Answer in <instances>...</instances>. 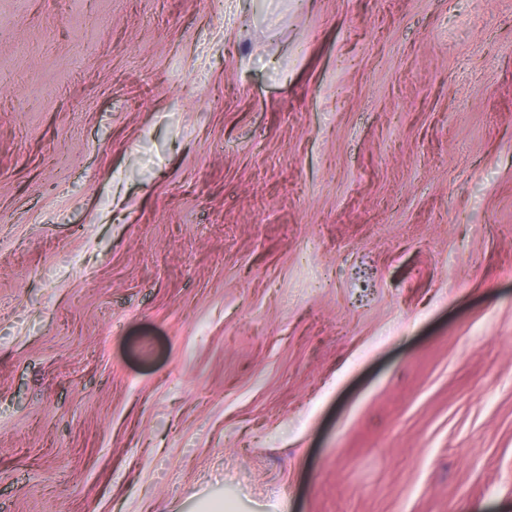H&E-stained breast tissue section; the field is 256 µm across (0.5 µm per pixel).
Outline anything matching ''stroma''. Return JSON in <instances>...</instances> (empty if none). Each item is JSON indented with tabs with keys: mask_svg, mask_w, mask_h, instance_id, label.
I'll return each instance as SVG.
<instances>
[{
	"mask_svg": "<svg viewBox=\"0 0 512 512\" xmlns=\"http://www.w3.org/2000/svg\"><path fill=\"white\" fill-rule=\"evenodd\" d=\"M512 512V0H0V512Z\"/></svg>",
	"mask_w": 512,
	"mask_h": 512,
	"instance_id": "stroma-1",
	"label": "stroma"
}]
</instances>
